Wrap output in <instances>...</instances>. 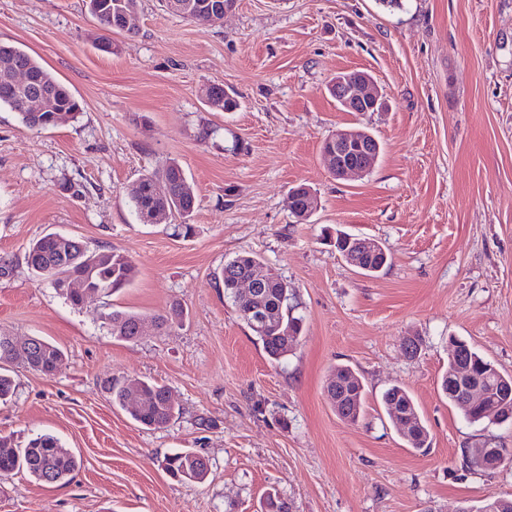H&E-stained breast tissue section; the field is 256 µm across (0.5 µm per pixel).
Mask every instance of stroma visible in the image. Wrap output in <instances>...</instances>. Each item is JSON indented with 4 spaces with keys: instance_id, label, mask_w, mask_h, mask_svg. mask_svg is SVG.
I'll return each instance as SVG.
<instances>
[{
    "instance_id": "stroma-1",
    "label": "stroma",
    "mask_w": 512,
    "mask_h": 512,
    "mask_svg": "<svg viewBox=\"0 0 512 512\" xmlns=\"http://www.w3.org/2000/svg\"><path fill=\"white\" fill-rule=\"evenodd\" d=\"M84 0H0V42L29 52L81 102L77 120L25 127L0 106V333L65 353L47 377L13 363L0 436L25 447L56 436L81 460L65 483L0 477V512H261L266 492L293 512H456L512 496V459L466 469L467 449L512 448V425L472 424L440 389L448 340L512 375V0H229L200 26L140 0L130 29L94 46ZM378 82L382 112H344L337 73ZM223 85L240 107L202 97ZM359 127L380 141L373 170L334 179L321 145ZM197 194L194 231L140 223L127 197L169 160ZM315 190L304 221L291 188ZM377 240L387 267L367 276L337 252L336 230ZM57 232L136 264L134 281L72 308L28 269L29 243ZM260 256L294 288L297 347L271 360L220 279L236 255ZM181 304L182 325L154 329ZM143 315L135 342L100 328L108 308ZM421 339L416 356L405 337ZM365 385L358 422L326 398L336 365ZM169 388L181 414L149 429L113 405L108 381ZM406 387L430 431L407 447L381 404ZM205 457L204 483L161 462Z\"/></svg>"
}]
</instances>
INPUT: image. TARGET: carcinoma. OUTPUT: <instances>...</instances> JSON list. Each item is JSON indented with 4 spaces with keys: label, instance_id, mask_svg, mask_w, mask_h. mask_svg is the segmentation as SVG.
Wrapping results in <instances>:
<instances>
[{
    "label": "carcinoma",
    "instance_id": "1",
    "mask_svg": "<svg viewBox=\"0 0 512 512\" xmlns=\"http://www.w3.org/2000/svg\"><path fill=\"white\" fill-rule=\"evenodd\" d=\"M88 13L103 29L112 32L119 17L138 9L139 0H85ZM218 0H165L169 13L194 22L211 26L219 15L212 11ZM17 66L30 69L27 86L14 88L9 83L12 70ZM209 106L224 112H234L240 107L237 97L220 85L205 88ZM36 98L48 103L49 110L41 112L30 106ZM0 105L19 113L21 122L31 130H42L77 119L82 106L70 91L32 55L7 43L0 44ZM131 207L141 223L157 209L184 220L192 216L197 197L181 165L174 159L159 172L141 175L127 190ZM28 267L38 277L52 281L66 278L82 279L87 273L84 260L94 263L89 289L109 297L129 286L136 273L132 258L112 248L91 251L80 241L70 238L56 240L54 234L42 236L29 245ZM389 256L369 251L361 252V273L372 275L379 267L386 266ZM257 271L265 272L257 282L252 296L238 295V282ZM224 296L229 298L254 335L261 341L269 358L279 361L286 357L298 343L302 333V319L294 315V291L282 278L271 272L264 262L254 255H238L224 263L221 272ZM183 318L180 304H172L168 315L156 318L159 330L172 327ZM142 316L137 312L112 309L102 316V328L113 338L134 341L137 323ZM64 362V353L56 345L37 337L32 343L26 365L33 371L51 376ZM463 362L468 364L473 378L482 383L485 399L475 405L462 402L466 393L465 383L453 374L455 362L448 361V370L442 375L440 387L448 401L459 408L471 423L489 420L498 424L512 422V393L505 386H512V375L495 373L488 369L491 362L474 349L466 351ZM112 403L126 408L132 398L141 400L138 410L131 411L137 423L160 429L179 413L170 404L169 389L156 382L129 378L109 387ZM365 387L358 374L348 366L334 369L327 384V398L341 418L356 422L363 411ZM382 404L390 421L403 429L409 447L420 450L429 446L430 433L421 420L413 398L401 386H392L382 394ZM166 471L180 481L202 483L208 477V465L198 454L184 451L165 458ZM80 467V461L58 438L44 434L31 439L23 448L14 447L0 437V476L25 472L44 484L68 481Z\"/></svg>",
    "mask_w": 512,
    "mask_h": 512
}]
</instances>
